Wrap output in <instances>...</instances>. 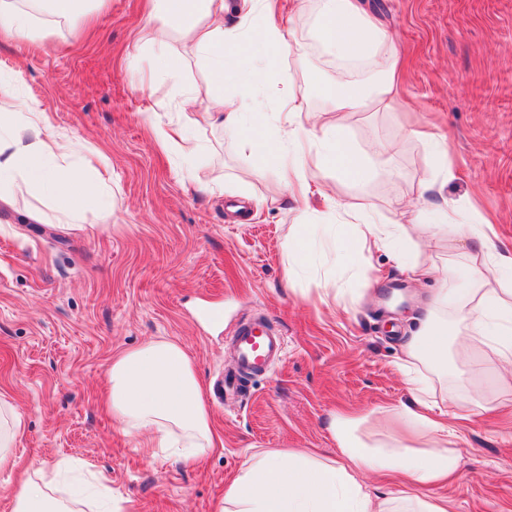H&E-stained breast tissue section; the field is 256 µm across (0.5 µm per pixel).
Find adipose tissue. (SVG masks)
<instances>
[{"label":"adipose tissue","instance_id":"ef3b65f1","mask_svg":"<svg viewBox=\"0 0 512 512\" xmlns=\"http://www.w3.org/2000/svg\"><path fill=\"white\" fill-rule=\"evenodd\" d=\"M105 0H33V11L17 7L16 0H0V34L33 39L34 11L71 19L87 17ZM271 0H148L143 17L152 44L167 50L176 39L192 49L207 69L216 92L204 113L225 130L237 133L241 155L265 152L267 140L254 134L259 115L246 111L243 94L264 85H278V71L261 56L255 44L278 52L288 49V33L271 17ZM311 33L325 52L338 60L364 61L377 72L370 84L337 82L321 94L330 112H354L364 103L375 110H391L397 83V49L390 31L369 14L360 0H315ZM241 88L238 97H224L225 84ZM304 97L285 92L276 115L275 143L293 154L294 164L282 171V183L295 202H306L311 191L309 158L332 170L337 179L356 180L364 171L357 150L340 126L304 121ZM84 146L58 128L47 112L0 88V208L14 205L12 187L20 183L55 198L63 215L76 218L82 202L98 200L104 216L112 214V176L90 177L83 162ZM432 222L417 225L430 239L445 233L478 251L467 268L469 285H454L455 270L440 273L414 255L397 250L405 233L399 220L376 222L371 214L347 212L352 238L332 239L335 255L343 257L350 244L360 251L392 253L402 271L416 281L440 278L442 286L418 318L419 329L402 350L399 365L409 398L391 408H379L401 428L417 436L418 445L396 437L364 440L360 418L332 414L327 430L339 450L337 458L317 461L298 450H268L248 455L239 475L224 490L220 512H448L447 503L413 492L400 497L399 507L374 498L361 477L399 474L413 487L445 483L461 465L456 449L446 447L449 427H467L470 413L447 411L433 399L429 378L414 373L417 361L442 364L448 353L470 358L475 347L493 354L503 386L512 385V253L496 250L489 222L475 210L450 202L428 206ZM462 312L466 330L439 321L448 306ZM106 403L112 417L130 434H152L146 452L174 449L186 461L214 446L210 413L193 363L177 343L151 340L115 356L109 369ZM57 473L38 472L22 480L13 497L12 512H75L72 500L58 496Z\"/></svg>","mask_w":512,"mask_h":512}]
</instances>
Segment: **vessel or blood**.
<instances>
[{"label":"vessel or blood","instance_id":"1","mask_svg":"<svg viewBox=\"0 0 512 512\" xmlns=\"http://www.w3.org/2000/svg\"><path fill=\"white\" fill-rule=\"evenodd\" d=\"M238 355L233 368L224 372V388L243 392L246 377L264 370L271 359L282 355L284 338L269 321L255 319L235 332Z\"/></svg>","mask_w":512,"mask_h":512}]
</instances>
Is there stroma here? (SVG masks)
Returning a JSON list of instances; mask_svg holds the SVG:
<instances>
[{
	"label": "stroma",
	"instance_id": "obj_1",
	"mask_svg": "<svg viewBox=\"0 0 512 512\" xmlns=\"http://www.w3.org/2000/svg\"><path fill=\"white\" fill-rule=\"evenodd\" d=\"M279 3L291 30L288 52L274 60L282 83L325 122L339 123L370 168L350 182L310 162L314 194L304 211L280 180L288 156L244 158L220 126L185 121L176 109L185 89L203 100L212 93L191 53L146 91L133 90L132 70L148 68L154 52L140 31L144 0H107L88 21L40 16L45 36L36 45L0 36V80L23 71L17 95L78 136L117 183L111 218L86 205L79 230L65 225L50 197L24 188L0 212V400L24 419L0 470V512H12L19 476L63 459L73 465L71 481L101 482L122 512H219L245 454L306 448L336 458L326 429L335 412L361 416V432L384 430L376 410L408 397L401 346L437 284L408 280L384 253L356 251L349 265L335 263L319 237L309 266L286 286L297 223L332 224L347 236L337 203L385 218L397 198L408 205L401 247L410 252L420 190L430 183L428 200L475 199L500 241L512 244V0H364L394 32L401 104L345 115L324 112L317 93L340 64L312 38L310 10ZM152 112L186 123L202 145L191 164L209 192L177 181L184 160L157 146L146 121ZM412 126L446 138L453 180L426 143L408 136ZM33 211L40 220L30 219ZM326 279L343 288V306L315 302ZM211 310L220 324L209 321ZM257 315L284 336L283 356L249 379L244 397L211 399L234 362L230 333ZM156 338L183 346L208 396L216 446L190 462L163 448L145 456L144 436L123 434L105 403L113 357ZM453 366L444 377L430 373L437 399L461 379L492 408L454 437L461 470L431 493L447 497L448 512H512V388L499 384L484 348Z\"/></svg>",
	"mask_w": 512,
	"mask_h": 512
}]
</instances>
